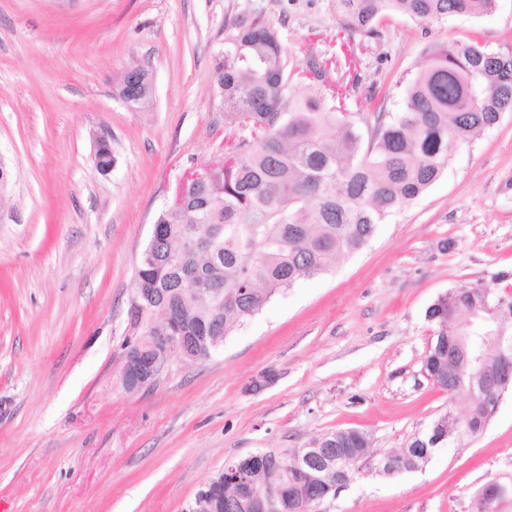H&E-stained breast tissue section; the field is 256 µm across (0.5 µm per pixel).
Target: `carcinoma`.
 I'll return each instance as SVG.
<instances>
[{"mask_svg": "<svg viewBox=\"0 0 512 512\" xmlns=\"http://www.w3.org/2000/svg\"><path fill=\"white\" fill-rule=\"evenodd\" d=\"M345 26L372 31L389 13L420 21L491 13L497 0H336ZM215 65L224 101V126L238 132L224 159L200 183L190 182L183 202L166 207L156 224L159 255L142 254L134 281L164 304L182 335L212 328L223 341L243 327L278 293L327 271L375 234L391 211L418 198L448 161V146L468 143L512 112V56L473 43L440 44L406 87L396 119L380 125L374 145L362 150V135L344 104L319 94L296 97L288 90L322 77L311 58L288 67L277 35L259 17L235 23ZM222 225L209 249L188 241L203 227ZM214 281L217 297H200L189 282ZM450 306L427 311L438 335L425 356L426 372L454 395L439 376L457 371L448 354L463 319L502 294L491 288L452 290ZM331 448L355 447L336 431L314 439ZM325 489L290 482L283 512L299 501L313 512Z\"/></svg>", "mask_w": 512, "mask_h": 512, "instance_id": "carcinoma-1", "label": "carcinoma"}]
</instances>
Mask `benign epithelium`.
<instances>
[{
	"instance_id": "1",
	"label": "benign epithelium",
	"mask_w": 512,
	"mask_h": 512,
	"mask_svg": "<svg viewBox=\"0 0 512 512\" xmlns=\"http://www.w3.org/2000/svg\"><path fill=\"white\" fill-rule=\"evenodd\" d=\"M145 82L143 70L132 67L125 71L123 90L137 92ZM501 308L496 304L482 315L475 313L467 321L466 329L456 336L454 357L476 371L492 363L498 369L501 386L512 384V336L486 330L495 321ZM152 335L140 337L141 343L127 346L121 379L128 391H140L154 385L158 375L172 357L180 356L188 361L197 358L187 348L184 338L171 319L162 323L151 322ZM472 433L471 414L463 416L448 411L436 418L426 432L427 440L419 441L423 447L436 446L446 441H458ZM403 456L388 453L377 461L379 471L392 475L403 470ZM251 457L228 461L224 465V478L208 483L195 498L189 512H214L215 501L224 495V484L242 489V497L258 506L261 512H279L278 504L285 492L288 476H302L309 483L324 484L326 490L334 491L348 480L350 460L328 454L322 448L309 443L291 452L276 451L272 461L264 465V479L257 483L247 469ZM491 490L481 489L473 507L476 512H497L502 502L512 493V487L499 482L490 484Z\"/></svg>"
}]
</instances>
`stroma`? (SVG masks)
I'll use <instances>...</instances> for the list:
<instances>
[{
    "label": "stroma",
    "mask_w": 512,
    "mask_h": 512,
    "mask_svg": "<svg viewBox=\"0 0 512 512\" xmlns=\"http://www.w3.org/2000/svg\"><path fill=\"white\" fill-rule=\"evenodd\" d=\"M262 16L291 66L324 73L371 144L439 44L512 55V0L480 17L388 14L347 30L336 0H0V512H188L226 462L357 430L368 455L317 512H472L512 484V389L485 429L413 471L374 463L447 410L422 373L426 313L461 286L512 293V112L468 144L359 251L274 296L212 358H172L126 391L135 274L159 213L231 131L215 60ZM144 67L150 105L119 97ZM106 137L115 164L100 171ZM491 492H487L486 487L476 495L473 507L474 511L491 512L498 511L502 502H504L511 494V485L493 482L489 485Z\"/></svg>",
    "instance_id": "1"
}]
</instances>
